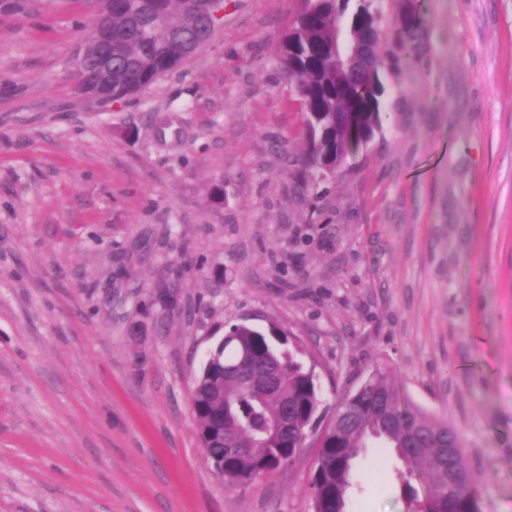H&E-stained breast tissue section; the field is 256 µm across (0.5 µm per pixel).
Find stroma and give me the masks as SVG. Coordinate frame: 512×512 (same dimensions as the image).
<instances>
[{
  "label": "stroma",
  "instance_id": "1",
  "mask_svg": "<svg viewBox=\"0 0 512 512\" xmlns=\"http://www.w3.org/2000/svg\"><path fill=\"white\" fill-rule=\"evenodd\" d=\"M392 123L314 179L278 55L301 0H224L123 105L82 98L92 0H0V512H313L314 440L236 489L191 404L228 323L275 326L320 426L386 365L512 512V0H418ZM358 458L348 512H406Z\"/></svg>",
  "mask_w": 512,
  "mask_h": 512
}]
</instances>
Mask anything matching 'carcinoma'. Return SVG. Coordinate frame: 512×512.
Segmentation results:
<instances>
[{"instance_id":"cac0c4a2","label":"carcinoma","mask_w":512,"mask_h":512,"mask_svg":"<svg viewBox=\"0 0 512 512\" xmlns=\"http://www.w3.org/2000/svg\"><path fill=\"white\" fill-rule=\"evenodd\" d=\"M379 0H302L279 48L283 71L296 80L305 114L302 164L312 176L334 171L350 147L368 142L392 121L385 108L386 73L413 60L426 25L414 0L394 23ZM210 0H115L112 6V98L119 103L171 72L160 50L191 48L213 36ZM85 43V79L97 75L96 25ZM271 335L247 323L229 325L210 348L192 392L206 456L224 461V483L245 485L289 464L304 447L319 397L314 378L288 349L285 333ZM269 373L275 387L258 392L242 377ZM288 409V433L268 437L269 423ZM328 463L312 474L322 508L346 512L356 460L376 443L405 465L406 512H483L464 458L459 431L411 405L392 373L377 364L340 402L333 422L315 436ZM425 490L418 497L411 481Z\"/></svg>"}]
</instances>
